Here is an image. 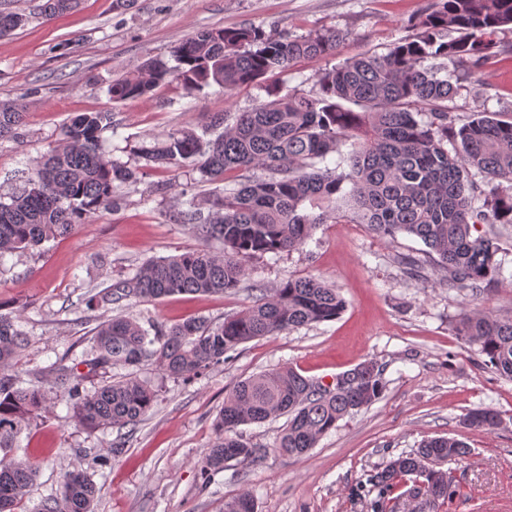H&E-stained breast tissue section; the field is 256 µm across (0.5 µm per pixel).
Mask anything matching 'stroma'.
I'll use <instances>...</instances> for the list:
<instances>
[{"label":"stroma","mask_w":512,"mask_h":512,"mask_svg":"<svg viewBox=\"0 0 512 512\" xmlns=\"http://www.w3.org/2000/svg\"><path fill=\"white\" fill-rule=\"evenodd\" d=\"M40 3L0 0L28 18L0 36V102L17 103L23 111L17 136L0 139L2 197L25 186L74 114L111 112L103 150L136 168L133 149L142 139L182 126L212 138L214 115L234 118L267 101L272 90L315 91L323 69L387 52L410 35L412 20L427 13L433 0H130L125 6L80 0L49 22L39 14ZM236 26L293 36L325 28L342 39L333 55L300 60L229 96L216 85L189 93L171 81L145 98H110L113 80L133 75L148 59L170 56L189 34ZM440 65L459 75L454 106L460 121L481 104L498 118H512L511 29L499 32L478 71L448 59ZM209 189L192 165L152 168L137 181L114 183L113 210L68 236L1 258L0 309L18 316L30 338L15 374L37 384L48 378L53 362L81 360L103 317L130 316L147 329L193 317L220 323L252 305L260 292L299 277H325L344 298L343 312L333 321L239 345L223 363L188 380L165 378L144 363L137 374L158 385V400L126 437L115 429H79L65 403L51 401L21 436L23 453L38 464L28 512L58 494L63 473L75 466L100 490L95 512H224L225 501L243 492L253 496L257 512H369L363 486L370 471L437 436L458 438L471 450L444 465L456 488L448 512H512V380L487 368L455 332L463 313L512 312V225L477 227L479 234L496 236L503 265L497 282L477 297L449 285L416 237L388 239L363 224H323L300 249L254 258L234 290L86 308L90 289L119 283L147 261L197 248L191 226L174 223L172 216L182 193L202 196ZM366 361L383 373V396L346 416L308 454L274 453L283 419L245 424L236 435L265 448L266 456L250 465L229 461L202 477L201 462L216 439L214 421L239 381L291 367L327 382ZM481 407L499 412L500 425L465 428V415ZM118 439L124 446L116 450Z\"/></svg>","instance_id":"35a3bbf8"}]
</instances>
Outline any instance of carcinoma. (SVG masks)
<instances>
[{"instance_id":"obj_1","label":"carcinoma","mask_w":512,"mask_h":512,"mask_svg":"<svg viewBox=\"0 0 512 512\" xmlns=\"http://www.w3.org/2000/svg\"><path fill=\"white\" fill-rule=\"evenodd\" d=\"M77 3L44 0L41 14L51 20ZM25 22V15L0 9V35ZM509 25L512 0H435L431 12L413 23L415 34L385 54H364L323 70L312 95L273 92L269 100L238 113L213 140L181 127L143 142L137 154L147 167L190 162L202 181L211 183L234 171L260 169L265 175L202 200L192 195L183 201L174 219L191 225L204 246L147 262L133 277L88 295L86 307L223 293L239 286L251 258L296 250L329 222L365 224L381 237L414 236L454 287L475 295L487 291L500 271L498 247L474 230L478 224H512V121L476 108L456 126L450 103L459 95L458 79L427 61L448 58L478 70L496 35ZM445 31L458 37L446 41ZM337 37L331 29L295 37L258 27L206 29L178 43L175 65L151 59L137 74L114 81L109 94L115 101L141 98L174 78L189 93L215 84L230 95L288 71L300 59L333 53ZM22 116L17 104L0 102L1 139L18 134ZM111 124L109 112L75 116L62 129L60 147L34 166L28 186L0 201V258L71 234L113 206V183L137 179L138 170L102 151L101 133ZM346 144L351 146L343 158L347 168L326 165ZM482 174L489 178L484 189L475 180ZM479 196L483 202L477 206ZM212 242L222 250L207 248ZM343 310L333 285L308 276L281 283L218 324L190 318L157 326L151 334L133 318L114 316L95 329L90 356L80 361L87 372L58 364L50 380L29 386L9 373L27 348V336L17 318L0 313V512H24L37 466L13 449L52 399L64 398L87 430L133 428L157 400L152 382L135 373L143 363H154L168 378L189 379L224 362V354L241 344L332 321ZM456 330L491 368L512 380V315L465 313ZM114 368L127 374L86 387L98 370ZM342 377L341 386L325 387L283 368L239 382L224 398L215 422L217 441L203 460L202 475L224 469L227 461L248 465L265 457L267 449L230 436L239 425L288 417L276 451L298 456L316 447L345 416L378 400L385 388L371 361ZM499 424V414L490 408L473 409L464 420L471 430ZM469 452L457 438L434 437L386 461L367 476L377 491L370 512H443L456 488L440 465ZM96 493L86 472L67 471L59 494L43 500L38 512H93ZM224 512H256L252 495L227 500Z\"/></svg>"}]
</instances>
